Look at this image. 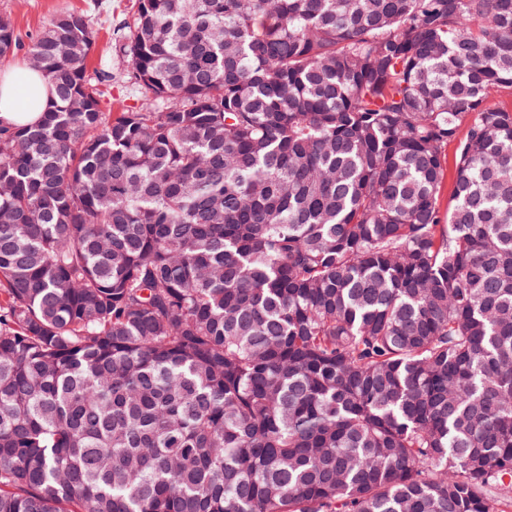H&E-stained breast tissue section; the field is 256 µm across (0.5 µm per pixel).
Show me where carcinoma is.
<instances>
[{"label": "carcinoma", "mask_w": 512, "mask_h": 512, "mask_svg": "<svg viewBox=\"0 0 512 512\" xmlns=\"http://www.w3.org/2000/svg\"><path fill=\"white\" fill-rule=\"evenodd\" d=\"M94 38L0 126V512L512 508V0H137L119 112Z\"/></svg>", "instance_id": "1"}]
</instances>
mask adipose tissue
I'll return each instance as SVG.
<instances>
[{"instance_id": "1", "label": "adipose tissue", "mask_w": 512, "mask_h": 512, "mask_svg": "<svg viewBox=\"0 0 512 512\" xmlns=\"http://www.w3.org/2000/svg\"><path fill=\"white\" fill-rule=\"evenodd\" d=\"M51 101L52 88L43 74L20 61L0 65V125L36 123Z\"/></svg>"}]
</instances>
